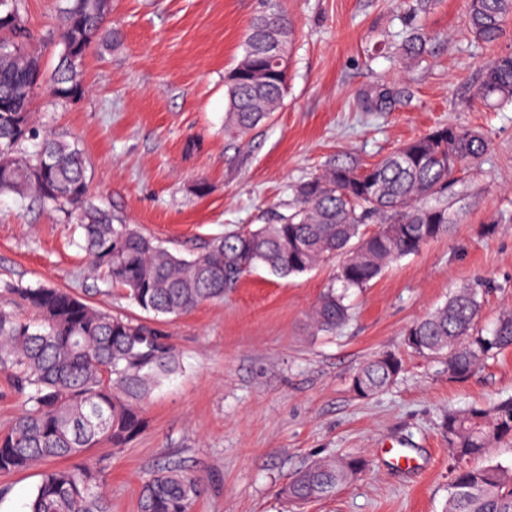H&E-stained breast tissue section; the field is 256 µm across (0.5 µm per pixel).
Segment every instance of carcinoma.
<instances>
[{
  "instance_id": "1",
  "label": "carcinoma",
  "mask_w": 512,
  "mask_h": 512,
  "mask_svg": "<svg viewBox=\"0 0 512 512\" xmlns=\"http://www.w3.org/2000/svg\"><path fill=\"white\" fill-rule=\"evenodd\" d=\"M512 18V0H468L472 37L497 43ZM98 0H64L56 30L60 52L52 73L40 40L27 25L22 0H0V194L33 195L68 208L82 229L81 248L131 304L149 315H114L47 285L8 288L11 306H0V375L21 403V412L0 428V475L42 468L27 512H109L108 471L84 462L89 449L119 448L143 430L142 409L152 391L178 363L161 317L181 316L224 299V289L259 268L285 278L336 259L334 284L312 311L320 331H334L350 315L351 289L369 286L394 260L419 252L457 222L452 175L489 150L478 130L441 125L408 141L375 163L334 156L292 188L289 213H276L256 229L212 239L198 254L171 252L89 194V162L75 142L40 135L32 105L43 90L61 100L86 93L80 60L106 38H116ZM278 37L290 58L295 26L281 0L264 7L247 29L243 53L225 77L226 126L245 134L279 111L288 91L289 65L266 42ZM427 37L411 27L399 45L405 66L426 53ZM479 96L490 107L512 105V52L490 62ZM391 87L360 94L368 112L385 110ZM33 143V151L19 145ZM374 224L370 232L365 225ZM479 292L466 286L442 307L414 322L407 345L424 357L442 358L448 379L464 381L492 354L512 347V311L493 329L480 325ZM402 369L391 353L375 355L352 376L356 395L387 389ZM457 459L482 458L512 438V398L450 410L442 422ZM365 468L358 456L324 458L302 469L285 493L295 503L333 495ZM202 478L170 464L142 485L139 512H193ZM447 512H512V463L491 461L455 472Z\"/></svg>"
}]
</instances>
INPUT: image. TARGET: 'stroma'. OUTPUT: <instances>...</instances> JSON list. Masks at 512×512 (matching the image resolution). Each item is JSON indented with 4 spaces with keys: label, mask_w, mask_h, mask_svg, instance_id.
<instances>
[{
    "label": "stroma",
    "mask_w": 512,
    "mask_h": 512,
    "mask_svg": "<svg viewBox=\"0 0 512 512\" xmlns=\"http://www.w3.org/2000/svg\"><path fill=\"white\" fill-rule=\"evenodd\" d=\"M416 0H282L296 24L283 108L247 134L225 130L224 76L242 53L261 0H112L117 43L91 49L83 98L39 96L41 133L78 141L95 202L187 256L225 231L256 228L292 198L293 184L337 153L374 162L447 123L481 131L488 154L459 169L457 224L418 254L349 291L350 318L333 332L309 315L332 284L335 262L279 278L244 275L223 301L163 322L180 368L144 405V430L121 448L87 455L106 465L111 512H138L143 481L167 463L203 479L194 512H445L453 465L441 421L512 396V348L468 380L415 354L407 329L457 288L481 282V324L512 309V108H485L477 91L495 53L512 51V24L496 48L467 27V0H428L418 25L431 41L422 62L398 53ZM60 0H23L47 69ZM397 90L386 111L358 94ZM206 181V195L195 194ZM493 234H485L486 225ZM67 213L0 195V287L63 288L109 312L142 311L92 272ZM392 352L403 370L369 398L350 387L370 357ZM357 455L365 470L333 496L295 505L283 493L301 468Z\"/></svg>",
    "instance_id": "stroma-1"
}]
</instances>
